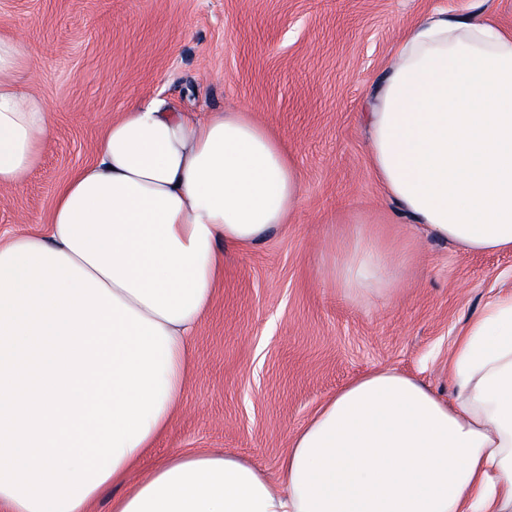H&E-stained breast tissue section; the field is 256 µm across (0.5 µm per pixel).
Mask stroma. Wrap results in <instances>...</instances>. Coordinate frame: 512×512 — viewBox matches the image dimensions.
Instances as JSON below:
<instances>
[{
  "instance_id": "1",
  "label": "stroma",
  "mask_w": 512,
  "mask_h": 512,
  "mask_svg": "<svg viewBox=\"0 0 512 512\" xmlns=\"http://www.w3.org/2000/svg\"><path fill=\"white\" fill-rule=\"evenodd\" d=\"M474 0H0V30L34 56L29 84L50 137L0 236L48 224L62 188L96 159L106 125L154 98L182 112L237 109L277 135L304 201L224 274L192 342L182 402L145 460L219 449L271 475L292 435L350 380L390 367L452 395L453 341L512 291V251L470 253L411 224L368 158L366 93L402 36ZM387 250L390 295L350 298L328 274L358 234Z\"/></svg>"
}]
</instances>
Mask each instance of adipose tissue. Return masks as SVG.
Wrapping results in <instances>:
<instances>
[{"mask_svg":"<svg viewBox=\"0 0 512 512\" xmlns=\"http://www.w3.org/2000/svg\"><path fill=\"white\" fill-rule=\"evenodd\" d=\"M24 41L0 35V189L50 136ZM371 166L411 223L512 250V35L483 12L406 33L366 114ZM303 203L281 143L246 112L159 98L109 123L47 230L0 243V512H512V292L453 346L444 400L392 369L357 377L292 437L273 481L229 453L143 461L183 396L224 246L266 239ZM360 237L329 275L391 279Z\"/></svg>","mask_w":512,"mask_h":512,"instance_id":"1","label":"adipose tissue"}]
</instances>
